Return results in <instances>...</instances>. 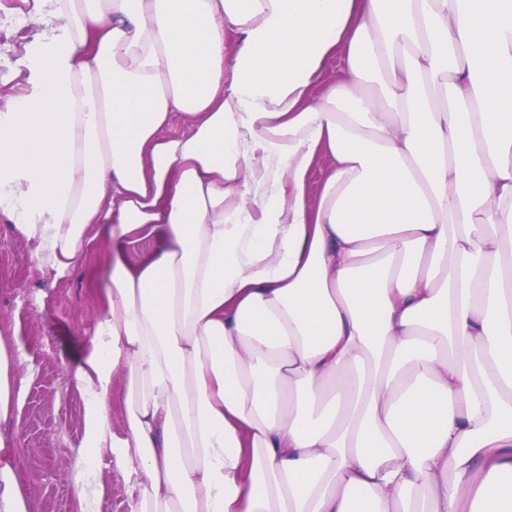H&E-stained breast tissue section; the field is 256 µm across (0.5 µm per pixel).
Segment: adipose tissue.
I'll use <instances>...</instances> for the list:
<instances>
[{
	"instance_id": "adipose-tissue-1",
	"label": "adipose tissue",
	"mask_w": 512,
	"mask_h": 512,
	"mask_svg": "<svg viewBox=\"0 0 512 512\" xmlns=\"http://www.w3.org/2000/svg\"><path fill=\"white\" fill-rule=\"evenodd\" d=\"M55 11L0 111V212L57 280L112 241L83 512L105 451L129 512H512V0ZM24 362L0 337V421ZM16 457L0 512H28ZM331 165V160L326 157L322 156L318 159L315 166L311 170L308 181H307V199L309 202H314L320 192L323 180L326 176L327 170L329 169Z\"/></svg>"
}]
</instances>
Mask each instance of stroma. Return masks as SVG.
I'll use <instances>...</instances> for the list:
<instances>
[{"instance_id": "obj_1", "label": "stroma", "mask_w": 512, "mask_h": 512, "mask_svg": "<svg viewBox=\"0 0 512 512\" xmlns=\"http://www.w3.org/2000/svg\"><path fill=\"white\" fill-rule=\"evenodd\" d=\"M52 6L0 0V110L25 85L17 61L34 34L56 22ZM107 243L53 281L32 263L27 243L0 213V335L13 338L33 367L20 421H0V437L18 452L16 470L29 512H80L72 492L82 438L83 400L69 375L86 351L107 279ZM100 493L94 512H128L111 454L93 466Z\"/></svg>"}]
</instances>
